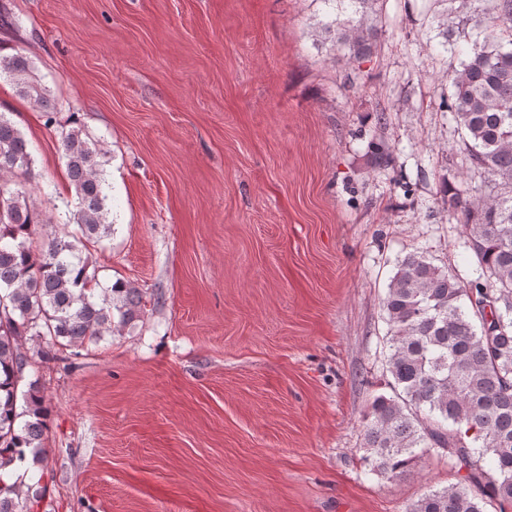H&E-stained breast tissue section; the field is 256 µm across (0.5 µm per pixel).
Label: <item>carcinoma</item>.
I'll use <instances>...</instances> for the list:
<instances>
[{"label": "carcinoma", "instance_id": "cac0c4a2", "mask_svg": "<svg viewBox=\"0 0 512 512\" xmlns=\"http://www.w3.org/2000/svg\"><path fill=\"white\" fill-rule=\"evenodd\" d=\"M468 50L448 74L441 108L465 132L470 167L490 176L476 189L461 175L445 185L448 214L464 225L459 246L478 261V277L434 264L416 250L398 261L382 300L389 327L387 386L364 416L369 471L399 479L435 448L457 482L432 490L409 512H486L487 501L512 505V0H462ZM490 28L499 36L490 40ZM335 39L360 61L369 33L358 27ZM55 122L56 103L21 51L0 53V75ZM71 200L61 236L31 195L14 188L33 176L21 130L0 113V512H35L46 494L29 471L9 482L13 466L33 453L47 460L38 383L25 381L34 358L57 359L63 347L97 343L139 315L136 289L103 286L84 256L112 237L104 166L107 151L82 126L61 133ZM378 163L390 147L368 143ZM41 234L42 241L34 243ZM37 346L30 352L27 343Z\"/></svg>", "mask_w": 512, "mask_h": 512}]
</instances>
